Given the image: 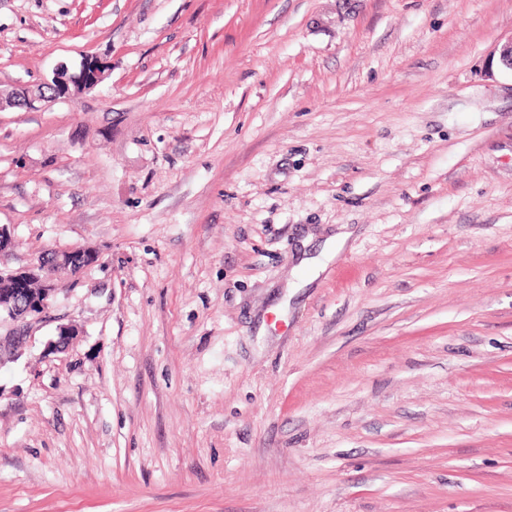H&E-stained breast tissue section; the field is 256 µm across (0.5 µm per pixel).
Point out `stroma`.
Here are the masks:
<instances>
[{
    "label": "stroma",
    "instance_id": "stroma-1",
    "mask_svg": "<svg viewBox=\"0 0 512 512\" xmlns=\"http://www.w3.org/2000/svg\"><path fill=\"white\" fill-rule=\"evenodd\" d=\"M511 38L512 0H0V89L107 63L0 112V269L100 251L0 366V512H512ZM104 73L105 62L93 55L83 57L75 69L60 65L50 79H46L34 88L18 86L9 91L0 89V112L13 108L35 110L40 108L42 102L72 99L96 87L102 81ZM45 86L51 88L55 96H47L44 91ZM56 334L46 343V350L50 353L63 352L80 334L79 328L74 324H59L56 326Z\"/></svg>",
    "mask_w": 512,
    "mask_h": 512
}]
</instances>
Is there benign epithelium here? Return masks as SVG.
<instances>
[{"label": "benign epithelium", "mask_w": 512, "mask_h": 512, "mask_svg": "<svg viewBox=\"0 0 512 512\" xmlns=\"http://www.w3.org/2000/svg\"><path fill=\"white\" fill-rule=\"evenodd\" d=\"M104 73L105 62L93 55L82 58L75 69L61 65L55 69L51 78L34 88L18 86L9 91L0 89V112L13 108L35 110L41 103L51 99H72L96 87L102 81ZM85 250L84 246L54 250L46 259L38 260L23 269L8 271V274L20 280H40L42 293L21 314L13 313L0 318L1 322L8 324L6 333L0 334V363L22 355L34 325L43 323L48 318L57 293L60 267L69 264L71 254ZM79 334L80 330L76 325L61 323L56 326L54 337L47 341L46 350L50 353L63 352Z\"/></svg>", "instance_id": "1"}]
</instances>
